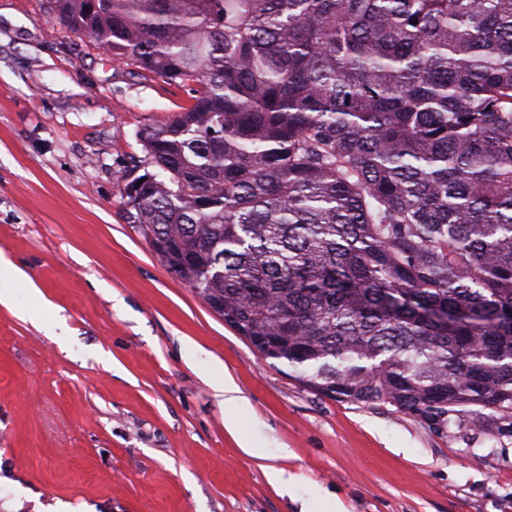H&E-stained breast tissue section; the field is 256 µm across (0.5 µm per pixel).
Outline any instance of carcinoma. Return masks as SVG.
I'll use <instances>...</instances> for the list:
<instances>
[{"mask_svg":"<svg viewBox=\"0 0 512 512\" xmlns=\"http://www.w3.org/2000/svg\"><path fill=\"white\" fill-rule=\"evenodd\" d=\"M193 103L138 132L144 240L325 396L512 412V0H48Z\"/></svg>","mask_w":512,"mask_h":512,"instance_id":"carcinoma-1","label":"carcinoma"}]
</instances>
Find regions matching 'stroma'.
I'll use <instances>...</instances> for the list:
<instances>
[{
  "instance_id": "35a3bbf8",
  "label": "stroma",
  "mask_w": 512,
  "mask_h": 512,
  "mask_svg": "<svg viewBox=\"0 0 512 512\" xmlns=\"http://www.w3.org/2000/svg\"><path fill=\"white\" fill-rule=\"evenodd\" d=\"M190 95L0 0V512H512L511 419L315 392L128 222L138 132Z\"/></svg>"
}]
</instances>
